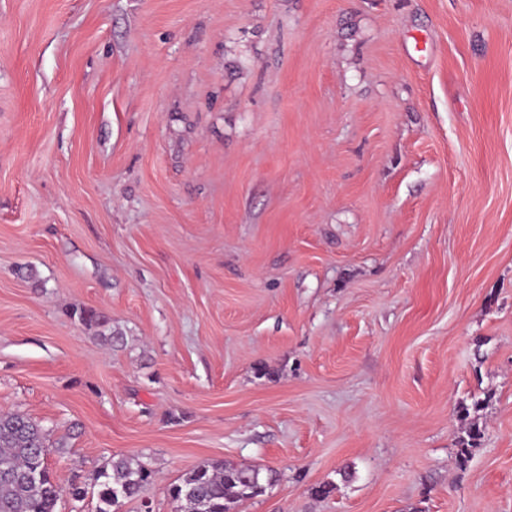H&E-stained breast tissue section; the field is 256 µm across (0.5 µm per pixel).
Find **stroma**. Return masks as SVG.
<instances>
[{
	"label": "stroma",
	"instance_id": "1",
	"mask_svg": "<svg viewBox=\"0 0 512 512\" xmlns=\"http://www.w3.org/2000/svg\"><path fill=\"white\" fill-rule=\"evenodd\" d=\"M13 412L61 486L146 463L121 512L215 460L279 475L239 512H512V0H0ZM73 319L88 329H96L95 335L101 338L109 346L122 345L124 338L119 332H112L111 320L102 311L94 308H82L73 310ZM483 431L479 424L474 421L470 427L465 431V436H460L458 439L457 456L460 466H465L477 448V441L481 439Z\"/></svg>",
	"mask_w": 512,
	"mask_h": 512
}]
</instances>
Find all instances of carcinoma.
<instances>
[{"label": "carcinoma", "instance_id": "cac0c4a2", "mask_svg": "<svg viewBox=\"0 0 512 512\" xmlns=\"http://www.w3.org/2000/svg\"><path fill=\"white\" fill-rule=\"evenodd\" d=\"M71 317L109 346L124 343L110 318L94 308L74 310ZM483 431L471 423L459 437V465H466ZM51 445L44 429L22 413L0 415V512H57L61 489L52 478L47 455ZM153 471L140 460L114 456L93 475L96 512H116L122 501L140 496ZM277 472L226 461L205 462L170 488L175 512H237L240 503L263 495Z\"/></svg>", "mask_w": 512, "mask_h": 512}]
</instances>
